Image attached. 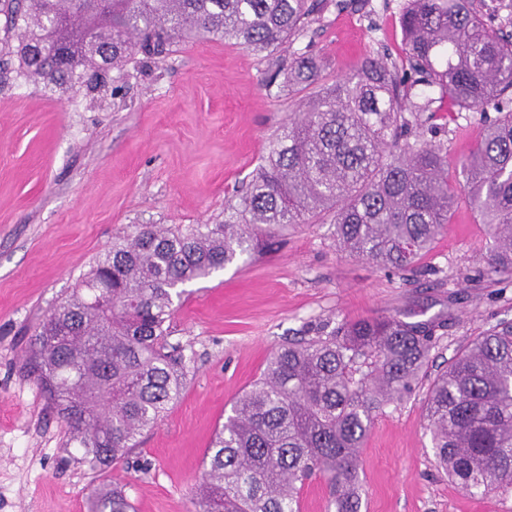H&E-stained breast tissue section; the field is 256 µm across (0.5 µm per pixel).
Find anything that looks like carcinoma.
I'll return each mask as SVG.
<instances>
[{"label": "carcinoma", "mask_w": 512, "mask_h": 512, "mask_svg": "<svg viewBox=\"0 0 512 512\" xmlns=\"http://www.w3.org/2000/svg\"><path fill=\"white\" fill-rule=\"evenodd\" d=\"M327 0H0V57L15 79L90 95L159 64L186 37L272 53L298 38ZM471 0H407L398 65L366 57L319 85L269 142L222 224H145L95 261L44 317L27 371L68 426L82 460L102 472L137 445L183 386L185 360L167 351L179 288L251 256L263 239L333 213L339 247L403 270L450 223L457 193L488 230L487 274L512 275V33ZM275 75L317 84L308 54L275 60ZM424 86L434 99L416 94ZM496 113L448 184V158L411 138L404 113ZM434 321L406 315L343 322L280 345L236 399L203 458L196 512H300L319 476L335 512H360L357 453L374 416L406 401L429 365ZM426 412L448 479L490 494L512 487V324L462 346L428 388ZM91 512H132L103 485Z\"/></svg>", "instance_id": "cac0c4a2"}]
</instances>
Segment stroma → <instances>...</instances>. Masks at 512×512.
I'll return each mask as SVG.
<instances>
[{
  "label": "stroma",
  "instance_id": "35a3bbf8",
  "mask_svg": "<svg viewBox=\"0 0 512 512\" xmlns=\"http://www.w3.org/2000/svg\"><path fill=\"white\" fill-rule=\"evenodd\" d=\"M406 0L329 6L291 51L315 56L320 81L369 55L401 60ZM272 56L216 39L179 43L120 88L69 98L0 80V512H89L100 483L125 485L136 512H194L206 448L271 351L325 324L407 313L436 321L437 361L512 322V276L486 275L488 237L465 195L431 248L395 271L336 246L332 224H296L278 244L189 283L170 346L188 372L179 398L106 474L81 460L64 422L25 370L39 322L114 240L144 224H219L252 178L269 139L314 88L271 81ZM433 144L448 181L476 147L485 118L438 112ZM427 384L377 415L357 458L360 512H512V489L471 496L437 469Z\"/></svg>",
  "mask_w": 512,
  "mask_h": 512
}]
</instances>
